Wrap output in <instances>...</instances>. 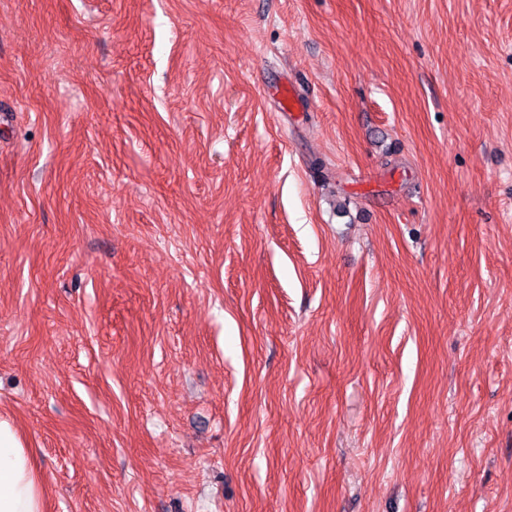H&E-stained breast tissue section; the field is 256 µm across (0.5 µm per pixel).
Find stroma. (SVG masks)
Listing matches in <instances>:
<instances>
[{
	"mask_svg": "<svg viewBox=\"0 0 512 512\" xmlns=\"http://www.w3.org/2000/svg\"><path fill=\"white\" fill-rule=\"evenodd\" d=\"M0 417L48 512H512V0H0Z\"/></svg>",
	"mask_w": 512,
	"mask_h": 512,
	"instance_id": "1",
	"label": "stroma"
}]
</instances>
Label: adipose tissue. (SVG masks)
<instances>
[{"instance_id": "1", "label": "adipose tissue", "mask_w": 512, "mask_h": 512, "mask_svg": "<svg viewBox=\"0 0 512 512\" xmlns=\"http://www.w3.org/2000/svg\"><path fill=\"white\" fill-rule=\"evenodd\" d=\"M0 512H47L41 476L14 426L0 419Z\"/></svg>"}]
</instances>
